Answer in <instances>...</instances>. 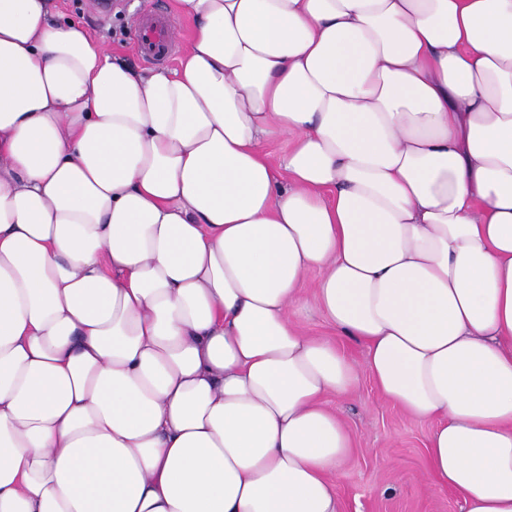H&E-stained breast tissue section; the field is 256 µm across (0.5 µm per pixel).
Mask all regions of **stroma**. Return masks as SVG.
<instances>
[{
    "label": "stroma",
    "instance_id": "35a3bbf8",
    "mask_svg": "<svg viewBox=\"0 0 512 512\" xmlns=\"http://www.w3.org/2000/svg\"><path fill=\"white\" fill-rule=\"evenodd\" d=\"M146 2L142 8L135 0H122L121 6L104 17L91 0H55L51 19L81 24L114 56L145 70L148 62L133 47L134 19L160 13L170 18L172 29L182 32L183 37L191 32L190 20L173 12L171 0ZM183 37L174 41L175 51H182ZM314 283V277L305 280L302 295L309 306L295 310L293 320L308 335L335 338L350 361L363 367V345L346 336H335L313 307ZM329 402L352 436V448L337 478L342 512H463L453 492L432 487L428 480L425 443L430 423L413 419L385 401L365 376L351 393L330 396Z\"/></svg>",
    "mask_w": 512,
    "mask_h": 512
}]
</instances>
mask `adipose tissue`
<instances>
[{"instance_id": "1", "label": "adipose tissue", "mask_w": 512, "mask_h": 512, "mask_svg": "<svg viewBox=\"0 0 512 512\" xmlns=\"http://www.w3.org/2000/svg\"><path fill=\"white\" fill-rule=\"evenodd\" d=\"M51 3L0 0V512H341L363 373L512 512V0H173L147 72ZM316 277V273H311L302 287V295L308 302L309 307L307 309L295 310L292 318L298 327L306 334L310 336H325L334 340L350 361L360 369L363 367L365 361V349L363 345L347 336H336V333L328 325L325 318L314 307V283Z\"/></svg>"}]
</instances>
